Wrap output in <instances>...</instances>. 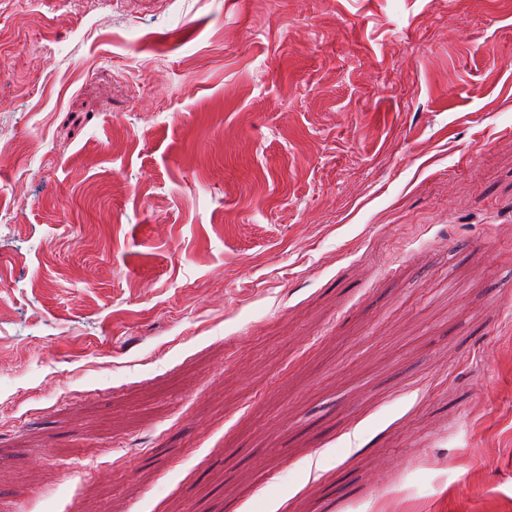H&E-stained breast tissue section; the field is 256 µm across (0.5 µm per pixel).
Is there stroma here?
Segmentation results:
<instances>
[{"label":"stroma","instance_id":"stroma-1","mask_svg":"<svg viewBox=\"0 0 512 512\" xmlns=\"http://www.w3.org/2000/svg\"><path fill=\"white\" fill-rule=\"evenodd\" d=\"M0 512H512V0H0Z\"/></svg>","mask_w":512,"mask_h":512}]
</instances>
